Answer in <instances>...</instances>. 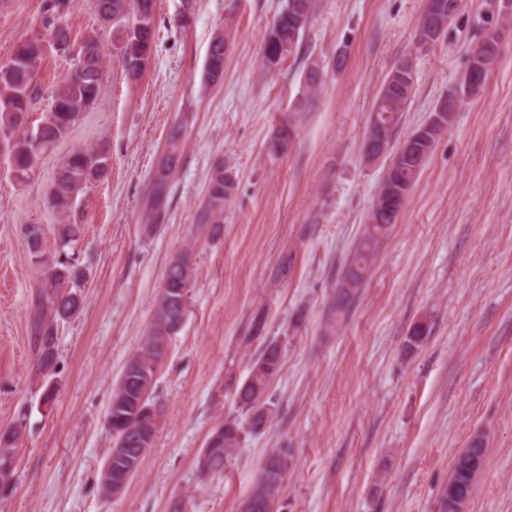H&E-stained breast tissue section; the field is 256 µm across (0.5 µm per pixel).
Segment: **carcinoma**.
<instances>
[{
	"label": "carcinoma",
	"instance_id": "1",
	"mask_svg": "<svg viewBox=\"0 0 512 512\" xmlns=\"http://www.w3.org/2000/svg\"><path fill=\"white\" fill-rule=\"evenodd\" d=\"M70 0H45L42 27L45 36L28 39L18 45L13 59L0 66V144L5 145L6 154L13 159L12 171L16 179L30 178L43 153L65 138L79 121L83 112L98 99L103 78V57L85 62L74 59L73 71L61 80L52 91L50 104L42 113L33 130L19 137L14 135L16 123L14 113L30 110L37 91L33 86V73L43 52L36 46L52 35L55 24L67 15ZM96 14H111L112 27L118 29L119 38L115 48L119 51L126 74L137 79L144 66H137V57L128 53L130 43L141 38L142 47L153 45L155 0H91ZM315 11V0H288L286 7L273 19L267 28L261 68L270 73L282 66L293 53L299 51L300 43L309 27ZM224 36L216 35L208 49L210 66L224 64L226 54ZM472 53H481L487 58L486 73L489 76L499 58V45L493 40H481ZM415 83H399L380 89L371 113L369 126L394 137L403 113L407 111L413 97ZM457 108H448V119L430 125L423 146L424 155L410 160L400 174L406 191L414 187L427 159L432 154L441 136L451 126ZM293 126L280 127L270 140L269 149L281 153L290 146ZM183 137V125H173L168 133V147L164 160L159 164L148 194L147 220L152 224H163L167 220L168 208L173 193V176L179 162L178 149ZM111 165L110 150L102 145L91 149H79L66 156L58 166L52 186L53 208L62 222L53 227V237L40 224L26 225L24 235L40 233L39 251L31 255L34 264L41 266L42 278L38 291V304L34 306V332L38 346V361L57 350L55 323L73 314L78 307L77 294L63 293L61 288L75 284L84 277V271L73 245L81 238L83 225L70 221L69 212L78 205V197L92 182L102 179ZM238 189L237 177L224 163L217 164L210 176L207 193L197 212V223L217 236L221 232L224 207ZM394 205L385 182H380L364 229L354 251L345 260L339 277L332 286L328 300L326 326L339 330L348 318L352 305L365 283L376 260L380 239L391 227L386 210ZM195 256L192 247H187L178 256V263L168 273L170 295L178 296L177 290L191 285L192 266ZM153 322L139 347L127 364L138 370L127 376L126 387L115 385L112 390L110 409L112 421L106 423L112 444L125 440L127 447L140 449L138 427L141 410L156 404L153 393L156 374L164 352L168 349L169 334L164 332L166 322L178 317L177 303H167V296L159 294ZM265 323L261 318L253 319L255 336L262 339L258 354L249 360L247 376L236 385L233 395L234 411L224 418V441L214 444L211 453L210 476L224 471V458L236 451L249 435L260 434L266 427L252 422L257 409L265 410L271 417L276 411V401L270 394L271 383L282 368L288 346V338L262 337ZM293 455L288 448H272L263 457L260 465L268 468L269 479L263 485L252 484L249 496L256 506L252 512H268L270 506L285 490ZM470 457L456 459L448 480L462 488H471L484 467L472 470L467 465Z\"/></svg>",
	"mask_w": 512,
	"mask_h": 512
}]
</instances>
